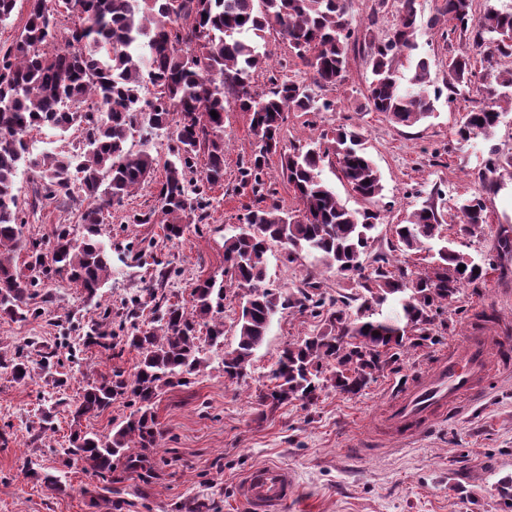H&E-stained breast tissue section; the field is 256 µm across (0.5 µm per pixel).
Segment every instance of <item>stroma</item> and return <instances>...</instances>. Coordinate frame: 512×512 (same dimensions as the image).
Wrapping results in <instances>:
<instances>
[{"label": "stroma", "instance_id": "1", "mask_svg": "<svg viewBox=\"0 0 512 512\" xmlns=\"http://www.w3.org/2000/svg\"><path fill=\"white\" fill-rule=\"evenodd\" d=\"M441 0H416L418 47L429 62L435 85L448 78V59L464 47L458 36L442 37L427 22ZM399 8L398 0H353L352 16L358 36L375 42L387 38ZM369 73L360 58H351L342 82L325 88L323 97L335 111L311 116L289 113L281 142L283 150L305 143L321 131L340 125L359 127L384 185L388 206L370 254L389 250L391 227L424 202H433L445 216V238L479 261L491 263L483 281L462 288L452 305L435 317L436 344L405 352L357 396L326 389L318 404L301 409L285 406L263 414L257 404L260 391L270 385V370L289 342L319 331V319L296 308L279 310L263 345L256 350L246 378L224 376L222 359L235 348L236 324L244 290L224 292V344L205 347L206 367L188 385L165 390L154 410L163 431L152 459L154 484L143 485L136 475L113 485L104 499L102 481L77 466H67L63 450L72 429V405L93 379L119 372L131 376L139 356L128 349L116 356L82 340L99 317L98 304L112 307V331L124 336L134 324V304L148 302V290L161 285L170 301L191 304L196 280L221 275L224 239L237 232L256 198L241 179L240 168L255 149L248 113L228 107L224 114V182L208 190L207 218L188 225L183 236L166 237L161 215L155 214L156 188L145 183L113 208L102 226L103 241L112 259V272L98 301L87 300L81 289L58 276L45 279L42 314L14 321L0 318V353L37 342L54 347L61 362L64 385H56L44 371L37 352L30 355V377L15 381L0 369V512H109V502L120 512H191L196 501L209 503L211 512H247L239 501L237 483L251 467L276 463L296 477L298 493L286 512H512L500 499V478L512 475V370L491 381L488 396L459 416L439 424L414 441L388 437L384 450L361 451L366 428L378 420L393 387L410 382L450 340L463 336L473 316L489 312L487 331L512 327V256L499 257L495 249L499 225H512V167L498 169L501 185L485 195L489 224L475 237L458 235L448 220L458 196L475 191L473 172L483 165L489 148L512 154V104L505 105L502 121L490 139L469 143L456 136L460 116L472 100L448 102L440 98L433 117L413 127L390 123L369 111L364 98ZM80 203L42 201L22 227L24 239L51 236L58 227L77 234ZM151 213L147 224H132L136 213ZM266 287L288 293L303 278L313 276L331 295H350L352 281L310 257L288 262L283 246L266 254ZM165 282H158L159 269ZM51 413L53 429L38 434L44 413ZM58 476L62 487L47 488L33 472Z\"/></svg>", "mask_w": 512, "mask_h": 512}]
</instances>
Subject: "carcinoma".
I'll return each mask as SVG.
<instances>
[{
	"label": "carcinoma",
	"instance_id": "carcinoma-1",
	"mask_svg": "<svg viewBox=\"0 0 512 512\" xmlns=\"http://www.w3.org/2000/svg\"><path fill=\"white\" fill-rule=\"evenodd\" d=\"M54 5H48V2ZM26 22L11 44L0 46V316L22 321L38 317L30 306L41 277L66 278L93 300L111 272V259L99 239L104 213L122 205L132 189L165 171L159 183L157 211L167 217V236L179 238L184 225L202 222L210 200L200 189L189 190L199 156L206 157L201 182L212 188L224 182V112L233 100L250 113L255 151L242 176L259 194L248 209L245 227L224 239V276L247 290L237 322L236 347L224 354V376L247 374L254 351L268 334L273 316L285 306L323 317L325 330L288 344L272 370L273 386L258 394L259 405L274 413L297 403L317 405L327 388L356 396L376 375L400 361L409 349L436 337L429 325L434 312L457 299L461 289L486 275V268L466 252L444 245L425 271H412L380 254L366 261L381 211L352 210L321 177L324 164L335 160L350 190L376 204L383 198L381 174L364 146L363 134L341 126L333 138L322 134L309 147L279 152L290 112H328L333 103L314 89L342 81L351 54L359 53L370 73L367 107L403 127H413L435 112L448 91V102L473 88L471 49L448 58V82L432 86L428 62L413 59L418 32L416 0H400L398 19L379 43L355 37L351 0H26ZM243 20H238V17ZM453 22L450 33L472 39V49L488 59H512V10L476 0H442L437 15ZM288 43L291 55L306 68L309 83L270 79L254 88L255 74L267 60V39ZM414 66L409 85L402 86L401 68ZM512 70L490 71L476 92L482 102L465 113L457 135L462 142L490 137L502 115L499 102L512 101ZM216 111L218 117L211 116ZM81 128L85 138L64 154L35 155L29 135L45 128L61 134ZM169 132L168 157L153 154L150 139ZM138 134L139 149L129 146ZM280 153L281 174L303 203L293 212L278 202L266 203L264 170L269 155ZM512 167V155L496 149L474 173L478 192L454 202L461 230L473 236L489 223L484 195L500 184L492 174ZM22 167L37 174L34 199H71L80 193L86 206L83 231L54 234L51 248L22 238L27 212L19 202L16 177ZM441 216L432 204L414 210L392 227L391 249L413 251L440 236ZM285 245L288 260L317 254L336 272L354 280L358 293L328 300L309 277L287 298L265 286L266 253L272 243ZM27 253L30 274H21L13 257ZM465 265L459 270V265ZM226 283L215 276L192 288L191 307L162 295L157 317L136 327L123 345L139 360L132 378L117 373L84 388L76 401L74 421L104 413L112 401L126 397L137 405L129 418L101 436L76 429L65 449L70 465L80 464L109 484L124 473L148 483L155 478L150 452L161 435L154 406L165 387H180L204 364L202 343L224 344ZM399 305L392 318L375 311L388 301ZM413 322L416 333L407 335ZM205 336H200V332ZM0 369L16 381L30 376L28 356L21 350L0 353Z\"/></svg>",
	"mask_w": 512,
	"mask_h": 512
}]
</instances>
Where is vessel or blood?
Masks as SVG:
<instances>
[{
  "label": "vessel or blood",
  "instance_id": "vessel-or-blood-1",
  "mask_svg": "<svg viewBox=\"0 0 512 512\" xmlns=\"http://www.w3.org/2000/svg\"><path fill=\"white\" fill-rule=\"evenodd\" d=\"M496 357H512V331L491 336L469 331L449 344L426 374L396 387L385 421L406 437L424 436L484 398L483 382ZM238 496L249 512H282L295 497L293 475L276 464L253 467L242 477Z\"/></svg>",
  "mask_w": 512,
  "mask_h": 512
}]
</instances>
